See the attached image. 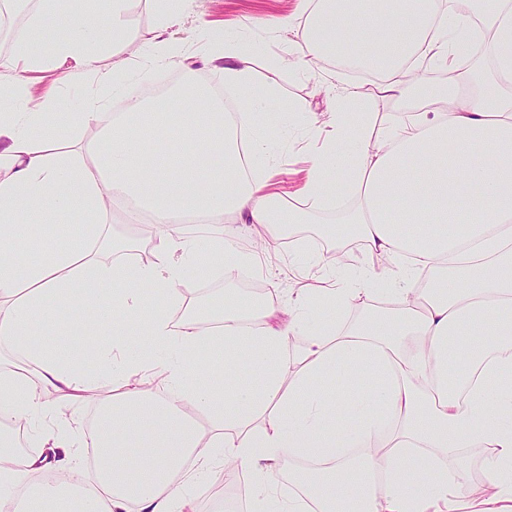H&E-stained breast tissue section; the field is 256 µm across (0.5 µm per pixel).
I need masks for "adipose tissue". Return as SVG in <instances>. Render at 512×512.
<instances>
[{
	"label": "adipose tissue",
	"mask_w": 512,
	"mask_h": 512,
	"mask_svg": "<svg viewBox=\"0 0 512 512\" xmlns=\"http://www.w3.org/2000/svg\"><path fill=\"white\" fill-rule=\"evenodd\" d=\"M130 2L39 0L0 59L10 71L0 78V345L18 357L0 370V425L32 424L24 456L0 439V512H195L193 489L227 466L249 475L252 512H512V0H474L454 15L441 0H296L285 23L303 27L296 73L335 58L381 72L378 95L410 113L380 127L357 87L327 86L333 146L313 159L291 208L257 171L273 143L254 135L267 125L256 103L278 87L259 84L250 53L220 32L199 38L223 64L235 123L190 76L113 114L98 95L72 112L34 95L30 72L91 70L106 54L117 63L99 80L116 87ZM154 2L160 24L134 58L184 67L169 30L192 0ZM479 30L487 75L463 66ZM90 127L100 137L64 150L66 132ZM165 140L172 150L144 165L146 148ZM339 193L354 206L329 233L355 232L365 262L298 269L319 285L284 299L226 290L208 328L173 318L199 239L226 271L256 263L225 216L275 241ZM129 202L159 225L146 264L101 256L113 205ZM199 214L209 223L197 238L177 219ZM47 215L80 248L42 241L37 258L21 260L20 227ZM322 308L332 319L314 323ZM62 315L89 330L79 342L89 365L41 340V321ZM293 335L304 341L291 352ZM217 360L224 375L212 381ZM244 364L259 383L238 382ZM103 385L112 397L90 481L67 412ZM472 448L491 451L479 485ZM282 471L285 491L273 483Z\"/></svg>",
	"instance_id": "1"
}]
</instances>
